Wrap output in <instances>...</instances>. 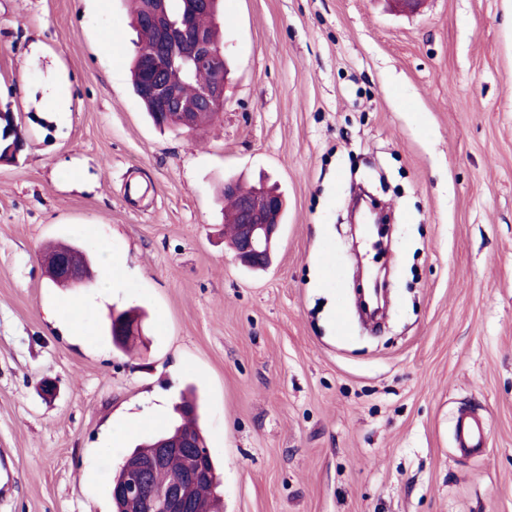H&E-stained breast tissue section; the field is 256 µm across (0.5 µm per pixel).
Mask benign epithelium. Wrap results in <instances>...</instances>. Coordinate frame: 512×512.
I'll use <instances>...</instances> for the list:
<instances>
[{"mask_svg": "<svg viewBox=\"0 0 512 512\" xmlns=\"http://www.w3.org/2000/svg\"><path fill=\"white\" fill-rule=\"evenodd\" d=\"M156 6L149 9L146 20L159 33L155 58L174 69L180 78L188 79L202 68L213 71L211 81L201 91L193 106H188L180 94L178 83L165 76V70L149 76L144 83L145 94L156 104L158 125L191 132L197 128V113H221L228 75L216 66L223 59L224 51L204 29L194 24V18L214 9V0H183L179 14L169 13L167 0H152ZM224 194L238 199L235 236L231 246L238 260L246 266H264L270 260L272 240L279 230L278 215L284 208V199L263 189L240 193L238 181H224ZM351 228L366 231L370 225L381 223L379 212L360 205L350 215ZM66 283L72 287H88L95 274L87 254L83 250L45 259ZM382 279L380 274L370 276V292L363 300L362 308L377 312L382 303ZM182 456V470L173 480L161 486H153L143 480L119 482L112 490L125 504V512H188L194 500L197 484L203 480L217 482L216 474L200 455L186 450V442L170 441L158 445L155 453L141 463V472L147 477L162 470L174 454Z\"/></svg>", "mask_w": 512, "mask_h": 512, "instance_id": "1", "label": "benign epithelium"}]
</instances>
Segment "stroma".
<instances>
[{
	"instance_id": "1",
	"label": "stroma",
	"mask_w": 512,
	"mask_h": 512,
	"mask_svg": "<svg viewBox=\"0 0 512 512\" xmlns=\"http://www.w3.org/2000/svg\"><path fill=\"white\" fill-rule=\"evenodd\" d=\"M217 23L224 110L186 134L132 92L126 0H0L23 139L0 158V512H112L111 433L148 439L190 386L224 512H512V0H223ZM376 170L388 241L354 254ZM229 175L288 196L265 270L224 241ZM49 240L112 254L111 290L54 287ZM360 263L387 271L377 325ZM136 306L127 355L105 326ZM462 409L481 456L455 449Z\"/></svg>"
}]
</instances>
